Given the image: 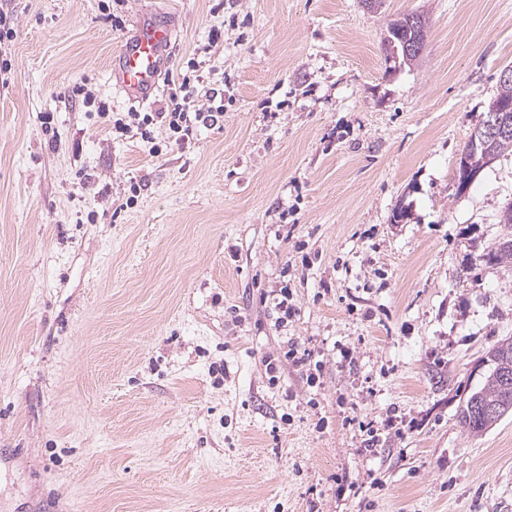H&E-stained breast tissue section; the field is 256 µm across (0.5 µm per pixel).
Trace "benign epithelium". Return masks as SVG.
<instances>
[{
  "label": "benign epithelium",
  "instance_id": "1",
  "mask_svg": "<svg viewBox=\"0 0 512 512\" xmlns=\"http://www.w3.org/2000/svg\"><path fill=\"white\" fill-rule=\"evenodd\" d=\"M393 26L411 30L414 32V36L403 39L398 46L387 41L383 42L389 61L400 62L404 65L413 63L422 53L425 41L424 29L419 27L417 16L405 14L397 18ZM511 133L512 105H492L486 119L482 120L471 133L468 139V148L465 153L460 155L457 162V190L459 193H465L480 172L496 159L492 143L499 137ZM479 152L482 153L480 164L471 165L469 155Z\"/></svg>",
  "mask_w": 512,
  "mask_h": 512
}]
</instances>
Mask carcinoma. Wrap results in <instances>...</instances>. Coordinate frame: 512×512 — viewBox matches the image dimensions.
I'll use <instances>...</instances> for the list:
<instances>
[{"label":"carcinoma","instance_id":"carcinoma-1","mask_svg":"<svg viewBox=\"0 0 512 512\" xmlns=\"http://www.w3.org/2000/svg\"><path fill=\"white\" fill-rule=\"evenodd\" d=\"M487 365L478 373V381L469 395L460 401L458 420L463 430L473 436H479L493 427V424L479 420L473 413L478 404L497 405L505 402L512 405V389L504 387L498 375L502 365L512 366V339H503L494 343L486 352Z\"/></svg>","mask_w":512,"mask_h":512}]
</instances>
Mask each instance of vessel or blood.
I'll use <instances>...</instances> for the list:
<instances>
[{
  "instance_id": "vessel-or-blood-1",
  "label": "vessel or blood",
  "mask_w": 512,
  "mask_h": 512,
  "mask_svg": "<svg viewBox=\"0 0 512 512\" xmlns=\"http://www.w3.org/2000/svg\"><path fill=\"white\" fill-rule=\"evenodd\" d=\"M169 24L137 17L133 30L110 57L109 70L115 90L131 104L147 102L166 67L171 42Z\"/></svg>"
}]
</instances>
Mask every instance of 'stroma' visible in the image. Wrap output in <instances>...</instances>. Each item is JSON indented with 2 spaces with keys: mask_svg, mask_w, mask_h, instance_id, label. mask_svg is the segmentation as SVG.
<instances>
[{
  "mask_svg": "<svg viewBox=\"0 0 512 512\" xmlns=\"http://www.w3.org/2000/svg\"><path fill=\"white\" fill-rule=\"evenodd\" d=\"M4 7L0 512H512V415L457 420L512 338V264L482 259L512 231V152L455 179L512 0H125L117 28L101 0ZM143 12L172 29L144 111L187 72L197 109L223 94L179 143L94 114L132 109L108 61ZM407 12L425 46L392 73Z\"/></svg>",
  "mask_w": 512,
  "mask_h": 512,
  "instance_id": "stroma-1",
  "label": "stroma"
}]
</instances>
